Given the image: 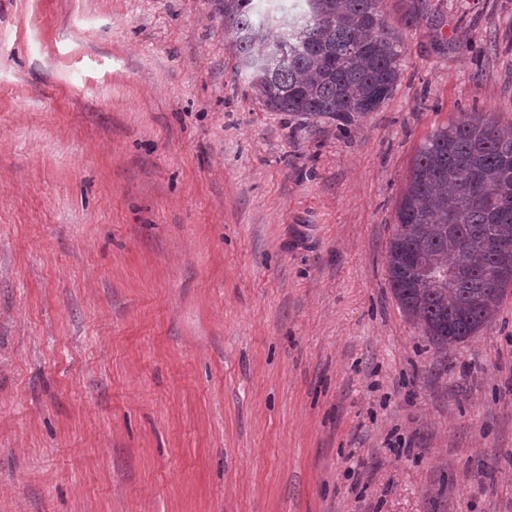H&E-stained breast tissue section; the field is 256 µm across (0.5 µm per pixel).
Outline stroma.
<instances>
[{
	"label": "stroma",
	"mask_w": 512,
	"mask_h": 512,
	"mask_svg": "<svg viewBox=\"0 0 512 512\" xmlns=\"http://www.w3.org/2000/svg\"><path fill=\"white\" fill-rule=\"evenodd\" d=\"M378 111L261 108L224 0H0V512H512V289L388 284L418 147L512 130V0H382Z\"/></svg>",
	"instance_id": "35a3bbf8"
}]
</instances>
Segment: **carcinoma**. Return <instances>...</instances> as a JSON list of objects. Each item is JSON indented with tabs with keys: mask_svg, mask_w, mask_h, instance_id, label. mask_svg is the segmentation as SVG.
Instances as JSON below:
<instances>
[{
	"mask_svg": "<svg viewBox=\"0 0 512 512\" xmlns=\"http://www.w3.org/2000/svg\"><path fill=\"white\" fill-rule=\"evenodd\" d=\"M231 0L224 33L262 109L346 123L383 105L405 48L381 0ZM512 135L470 115L417 150L388 244L390 288L437 350L493 320L512 285Z\"/></svg>",
	"mask_w": 512,
	"mask_h": 512,
	"instance_id": "cac0c4a2",
	"label": "carcinoma"
}]
</instances>
